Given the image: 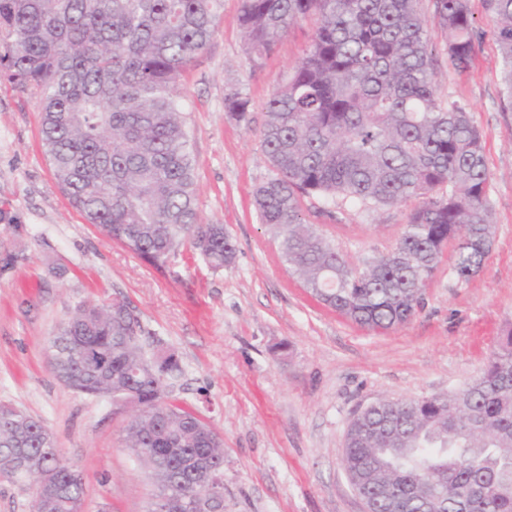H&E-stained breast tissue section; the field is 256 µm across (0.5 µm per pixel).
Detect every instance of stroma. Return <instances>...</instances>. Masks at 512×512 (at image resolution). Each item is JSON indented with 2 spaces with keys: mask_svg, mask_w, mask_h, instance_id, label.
Wrapping results in <instances>:
<instances>
[{
  "mask_svg": "<svg viewBox=\"0 0 512 512\" xmlns=\"http://www.w3.org/2000/svg\"><path fill=\"white\" fill-rule=\"evenodd\" d=\"M240 6L221 0L213 37L178 84L199 219L223 225L236 244L219 269L187 244L149 264L87 224L54 182L36 95L0 80V404L47 425L83 476L84 512H148L155 488L126 446L131 407L74 392L49 370V341L80 303L126 305L146 335L175 352L182 373L171 399L224 441V512H365L343 465L354 413L461 388L512 327V110L483 0H470L482 32L470 68L439 59L436 86L468 106L482 133L492 245L463 283L446 248L421 307L386 333L357 326L304 288L255 210V188L274 174L261 147L265 105L315 22L294 25L255 65ZM234 92L249 101V123L224 109ZM305 210L358 269L392 250L409 213L349 200L330 210L316 198Z\"/></svg>",
  "mask_w": 512,
  "mask_h": 512,
  "instance_id": "35a3bbf8",
  "label": "stroma"
}]
</instances>
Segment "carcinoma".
Here are the masks:
<instances>
[{"instance_id":"1","label":"carcinoma","mask_w":512,"mask_h":512,"mask_svg":"<svg viewBox=\"0 0 512 512\" xmlns=\"http://www.w3.org/2000/svg\"><path fill=\"white\" fill-rule=\"evenodd\" d=\"M221 0H0V79L38 96L41 142L55 184L85 221L151 264L189 241L210 267L236 247L222 224L199 221L195 172L178 78L215 32ZM241 0L240 26L256 64L309 16L318 26L266 103L262 146L274 176L255 190L288 270L356 324L391 330L421 306L444 248L469 281L493 235L482 134L460 102L436 88V55L467 69L482 32L469 0ZM512 101V0H485ZM441 33L433 45L428 25ZM224 107L247 120L235 93ZM370 208L414 203L395 247L360 270L306 222L304 198ZM123 304H82L50 341L49 364L69 389L129 402L127 447L151 473L153 502L184 478L181 454L224 472L221 437L166 401L181 368ZM344 466L375 512H512V330L481 374L444 395L381 400L345 439ZM57 469L80 510L49 428L0 405V470L30 480Z\"/></svg>"}]
</instances>
